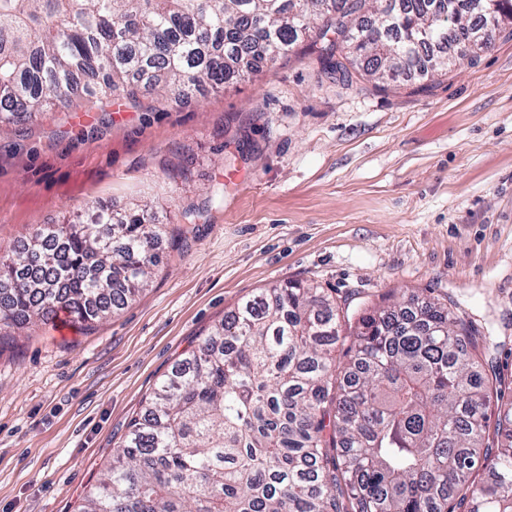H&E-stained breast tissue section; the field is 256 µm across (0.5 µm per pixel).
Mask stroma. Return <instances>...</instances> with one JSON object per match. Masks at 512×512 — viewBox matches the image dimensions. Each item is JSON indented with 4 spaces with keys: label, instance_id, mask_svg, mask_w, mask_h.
Here are the masks:
<instances>
[{
    "label": "stroma",
    "instance_id": "1",
    "mask_svg": "<svg viewBox=\"0 0 512 512\" xmlns=\"http://www.w3.org/2000/svg\"><path fill=\"white\" fill-rule=\"evenodd\" d=\"M149 203L147 287L93 328L0 347V512H76L144 397L239 300L299 280L454 300L512 375V34L474 63L342 86L299 45L164 107L56 108L0 130V256L98 203Z\"/></svg>",
    "mask_w": 512,
    "mask_h": 512
}]
</instances>
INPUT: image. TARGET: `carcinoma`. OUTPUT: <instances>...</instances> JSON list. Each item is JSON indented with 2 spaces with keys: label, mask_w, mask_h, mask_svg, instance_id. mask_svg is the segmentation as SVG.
Here are the masks:
<instances>
[{
  "label": "carcinoma",
  "mask_w": 512,
  "mask_h": 512,
  "mask_svg": "<svg viewBox=\"0 0 512 512\" xmlns=\"http://www.w3.org/2000/svg\"><path fill=\"white\" fill-rule=\"evenodd\" d=\"M463 2L0 0V129L69 106L80 72L102 75L101 103L178 104L308 38L343 85L450 68L436 48L474 62L487 45ZM160 234L140 205L38 229L0 257V345L61 307L91 326L133 300ZM492 347L451 301L264 288L156 383L78 512H512V387L483 368Z\"/></svg>",
  "instance_id": "carcinoma-1"
}]
</instances>
